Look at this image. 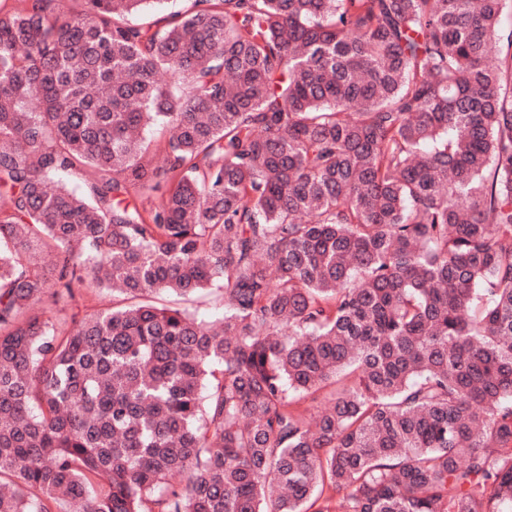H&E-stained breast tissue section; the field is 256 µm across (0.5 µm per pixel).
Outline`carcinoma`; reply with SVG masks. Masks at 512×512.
I'll return each instance as SVG.
<instances>
[{
  "label": "carcinoma",
  "instance_id": "1",
  "mask_svg": "<svg viewBox=\"0 0 512 512\" xmlns=\"http://www.w3.org/2000/svg\"><path fill=\"white\" fill-rule=\"evenodd\" d=\"M17 2L0 512H512L506 0ZM102 304V296L98 288L93 284L87 283L75 291L73 300H60L54 302L51 297H45L41 304L43 318L49 319L56 325L71 321V316L78 313V317L93 313L99 309ZM186 307L198 320H216L224 314L223 293L213 289L195 299L194 302L186 304Z\"/></svg>",
  "mask_w": 512,
  "mask_h": 512
}]
</instances>
